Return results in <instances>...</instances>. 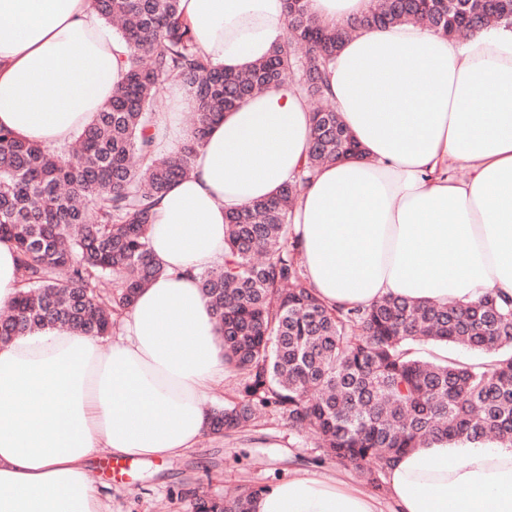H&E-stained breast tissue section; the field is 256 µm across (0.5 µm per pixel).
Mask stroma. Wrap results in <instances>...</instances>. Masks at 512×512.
<instances>
[{
    "instance_id": "stroma-1",
    "label": "stroma",
    "mask_w": 512,
    "mask_h": 512,
    "mask_svg": "<svg viewBox=\"0 0 512 512\" xmlns=\"http://www.w3.org/2000/svg\"><path fill=\"white\" fill-rule=\"evenodd\" d=\"M100 486L112 495V512H193V491L221 497L241 484L268 486L299 470H336L313 440L284 422L204 436L190 453L134 463L99 456L92 462Z\"/></svg>"
}]
</instances>
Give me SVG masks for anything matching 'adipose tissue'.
<instances>
[{"instance_id":"obj_1","label":"adipose tissue","mask_w":512,"mask_h":512,"mask_svg":"<svg viewBox=\"0 0 512 512\" xmlns=\"http://www.w3.org/2000/svg\"><path fill=\"white\" fill-rule=\"evenodd\" d=\"M372 0H307L333 27ZM199 52L245 72L287 36L284 0H181ZM125 43L95 0H0V128L68 144L121 82ZM328 95L361 156L320 166L290 232L320 298L367 307L388 296L444 303L512 298V27L451 38L419 23L348 37ZM156 114L155 154L188 137L194 101ZM311 110L296 83L247 97L214 123L191 173L157 200L148 245L162 273L114 336L47 327L0 343V512H110L92 459L164 460L207 430L211 392L232 378L199 275L224 261V217L272 196L301 168ZM467 172L454 177L455 169ZM255 512H512V448L435 443L403 455L377 496L301 471Z\"/></svg>"}]
</instances>
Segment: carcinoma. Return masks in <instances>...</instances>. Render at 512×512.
<instances>
[{
    "mask_svg": "<svg viewBox=\"0 0 512 512\" xmlns=\"http://www.w3.org/2000/svg\"><path fill=\"white\" fill-rule=\"evenodd\" d=\"M180 0H96L128 54L123 80L75 141L60 150L0 129V242L17 256L21 291L0 317V342L71 325L106 336L137 292L163 273L147 244L155 200L190 170L211 125L239 102L288 79L313 110L302 169L356 153L336 108L327 69L360 29L415 22L449 37L512 22L507 6L481 0H375L336 29L321 26L306 0H285L288 35L244 73L212 65L197 50ZM176 81L195 100L190 136L168 157L152 155L150 108ZM307 180L226 214L224 264L200 274L220 322L224 350L242 375L238 397L209 413L208 433L256 426L264 410L310 436L323 455L353 467L373 489L406 451L491 438L512 447V300L476 303L386 297L349 310L323 303L290 241L288 217ZM111 287L99 289L100 279ZM490 353L488 364L423 356L419 347ZM266 487L233 499L200 496L195 512H252Z\"/></svg>",
    "mask_w": 512,
    "mask_h": 512,
    "instance_id": "cac0c4a2",
    "label": "carcinoma"
}]
</instances>
